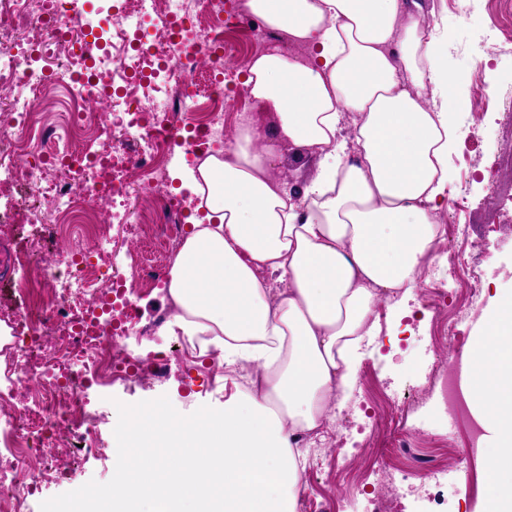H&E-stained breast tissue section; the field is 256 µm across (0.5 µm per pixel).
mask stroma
<instances>
[{"instance_id": "obj_1", "label": "stroma", "mask_w": 512, "mask_h": 512, "mask_svg": "<svg viewBox=\"0 0 512 512\" xmlns=\"http://www.w3.org/2000/svg\"><path fill=\"white\" fill-rule=\"evenodd\" d=\"M428 21L447 42L445 63L458 81L455 105L448 119L456 145L448 155V199L466 198L463 211L448 209L449 223L469 227L476 251L489 256L481 268L483 288L474 309L459 329L473 344L481 319L494 294L512 291V197L485 207L488 175L465 173V153H490L500 138L499 113L512 101V54H484L481 41L496 23L486 0H420ZM436 321L418 299L394 310H382L379 333L365 340L356 380L336 415L334 434L316 441L317 459L302 473L300 497L312 512H364L376 482L365 452L378 414H388L394 429L403 432L415 451L434 456L447 472L428 476L416 469L412 457L393 454L392 461L408 476L413 492L390 495L389 512H476L486 495L487 472L482 451L487 430L479 432L481 452L462 457L470 437L468 427L450 426L439 412L442 389L431 381L434 361L431 338ZM147 348L163 352L170 363L168 379L152 388L114 385L109 421L102 425L97 455L73 449L70 457H44L54 479L39 488L28 512H91L88 495L112 485L113 430L120 415H134L147 404H162L193 420L205 411H220L239 375L218 365L217 351L200 354L179 345L176 337L156 329Z\"/></svg>"}]
</instances>
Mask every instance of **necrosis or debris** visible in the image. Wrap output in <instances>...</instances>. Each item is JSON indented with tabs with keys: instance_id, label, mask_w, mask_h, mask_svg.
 Here are the masks:
<instances>
[{
	"instance_id": "4bbe7bcc",
	"label": "necrosis or debris",
	"mask_w": 512,
	"mask_h": 512,
	"mask_svg": "<svg viewBox=\"0 0 512 512\" xmlns=\"http://www.w3.org/2000/svg\"><path fill=\"white\" fill-rule=\"evenodd\" d=\"M246 0H108L100 19L82 0H0V198L24 181L33 203L23 215L32 231L20 250L1 253L23 265L11 284L24 310L0 306L11 341L0 344V512H26L45 469L39 449L64 439L86 453L99 451L105 417L84 397L88 382L109 387L137 382L151 387L167 374V359L132 349L170 316L163 309L141 326L130 289L112 279L106 245L112 223L125 222L117 206L129 185L139 186L159 219L167 255L151 266L132 261L136 278L163 277L169 256L183 242L182 206L167 192L168 155L175 149L200 157L224 132V114L237 111L246 87L230 88L218 75L230 70L224 44L227 20L260 30ZM101 27V40L86 32ZM207 74L199 92L197 76ZM66 91L67 122L45 124L42 99L50 85ZM105 101L106 112L88 111ZM138 139L130 149L128 139ZM131 236L140 227L126 224ZM456 248H447L446 235ZM66 237L51 253L50 240ZM466 230L439 228L428 261H444L467 292L452 302L440 285L420 301L435 318L449 307L467 310L482 286L485 255L466 251Z\"/></svg>"
}]
</instances>
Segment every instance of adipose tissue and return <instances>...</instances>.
<instances>
[{
  "label": "adipose tissue",
  "mask_w": 512,
  "mask_h": 512,
  "mask_svg": "<svg viewBox=\"0 0 512 512\" xmlns=\"http://www.w3.org/2000/svg\"><path fill=\"white\" fill-rule=\"evenodd\" d=\"M303 56L250 59L245 84L274 122L241 124L189 180L192 232L168 294L173 336L239 367L224 411L185 424L146 407L113 435L111 490L97 512H297L302 452L291 434L332 422L351 386L368 318L408 299L448 208V104L456 79L419 0H247ZM431 88V98L421 95ZM354 119L338 136L342 115ZM287 147L317 170L295 195L269 173ZM467 395L493 432L483 512H512V297L496 298L468 353Z\"/></svg>",
  "instance_id": "ef3b65f1"
}]
</instances>
